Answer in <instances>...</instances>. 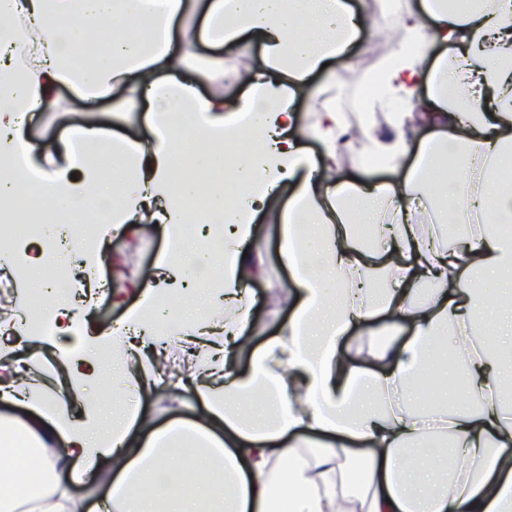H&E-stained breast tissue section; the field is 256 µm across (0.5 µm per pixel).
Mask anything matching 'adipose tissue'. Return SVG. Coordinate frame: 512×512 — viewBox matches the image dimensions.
Listing matches in <instances>:
<instances>
[{
  "label": "adipose tissue",
  "mask_w": 512,
  "mask_h": 512,
  "mask_svg": "<svg viewBox=\"0 0 512 512\" xmlns=\"http://www.w3.org/2000/svg\"><path fill=\"white\" fill-rule=\"evenodd\" d=\"M390 22L403 44L382 82L410 102L426 86L430 133L411 145L402 112L390 135L366 129L393 174L371 181L327 175L295 134L310 76L360 32L348 0H0V213L39 204L46 224L38 255L13 245L23 297L0 324L19 330L0 344V404L16 409L0 416V512H512V310L490 295L512 293V0H415ZM249 38L263 58L245 92L200 94L196 78L220 85L235 71L196 42L233 51ZM80 49L92 66L75 65ZM63 86L86 102L117 89L145 101L152 142L73 123ZM38 112L68 128L45 137L40 161L25 135ZM179 114L202 143L186 156L193 183L172 176ZM307 133L329 159L353 148L332 105L315 108ZM284 185L276 261L295 298L255 346L249 284L266 260L250 251L254 220ZM201 196L203 244L183 233ZM90 214L95 227L60 255L51 226ZM155 223L171 248L121 322L89 332L85 307L59 301V335L27 327L47 267H102L111 231ZM216 251L218 288L189 289ZM486 328L495 349L473 341ZM147 345L179 347L191 374H163ZM44 353L65 369L62 390L23 383ZM433 371L450 382L420 402ZM98 381L103 398L72 411ZM163 382L201 401L197 418L154 426L141 400Z\"/></svg>",
  "instance_id": "ef3b65f1"
}]
</instances>
